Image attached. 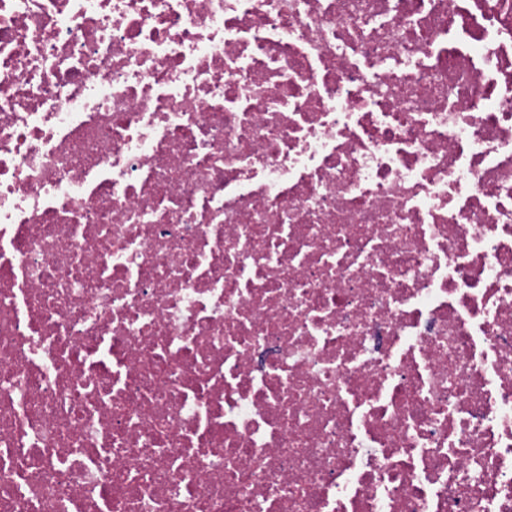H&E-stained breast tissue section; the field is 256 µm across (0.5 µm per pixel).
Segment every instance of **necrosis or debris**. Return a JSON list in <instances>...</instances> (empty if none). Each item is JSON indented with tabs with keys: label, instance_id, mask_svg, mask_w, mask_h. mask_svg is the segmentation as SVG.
<instances>
[{
	"label": "necrosis or debris",
	"instance_id": "obj_1",
	"mask_svg": "<svg viewBox=\"0 0 512 512\" xmlns=\"http://www.w3.org/2000/svg\"><path fill=\"white\" fill-rule=\"evenodd\" d=\"M0 512H512V0H0Z\"/></svg>",
	"mask_w": 512,
	"mask_h": 512
}]
</instances>
